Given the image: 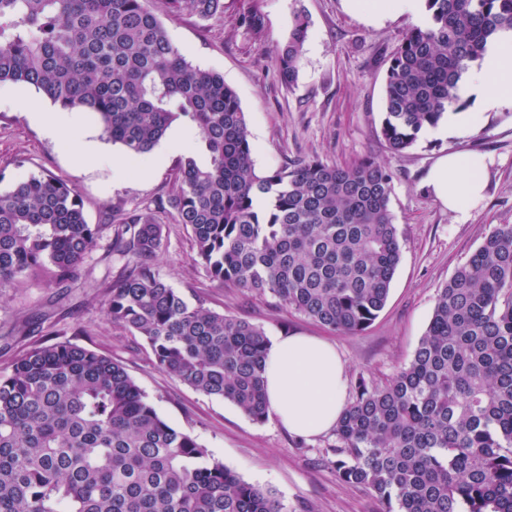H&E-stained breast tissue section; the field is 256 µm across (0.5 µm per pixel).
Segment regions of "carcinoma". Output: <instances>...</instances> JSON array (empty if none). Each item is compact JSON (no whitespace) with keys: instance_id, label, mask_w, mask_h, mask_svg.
<instances>
[{"instance_id":"obj_1","label":"carcinoma","mask_w":512,"mask_h":512,"mask_svg":"<svg viewBox=\"0 0 512 512\" xmlns=\"http://www.w3.org/2000/svg\"><path fill=\"white\" fill-rule=\"evenodd\" d=\"M163 3L200 20L224 15V0ZM425 6L429 23L402 37L386 70L380 132L394 153L465 105L470 64L512 30V0ZM307 29L294 14L276 54L285 83ZM2 84L94 114L132 159L176 121L195 128L209 163L179 160L166 203L213 281L344 334L384 309L402 252L388 169L312 158L258 174L237 92L187 60L148 0H0ZM106 229L87 222L65 181L15 183L0 192V291L33 275L43 288L77 281ZM162 247L149 214L115 226L112 250L128 264L106 288L109 316L143 338L162 372L264 422L265 329L190 305L152 266ZM335 432L337 477L373 492L382 512H512V224L485 235L440 289L409 362L381 384L358 378ZM0 512L287 510L161 417L121 364L56 343L0 375Z\"/></svg>"}]
</instances>
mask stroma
I'll return each mask as SVG.
<instances>
[{"mask_svg":"<svg viewBox=\"0 0 512 512\" xmlns=\"http://www.w3.org/2000/svg\"><path fill=\"white\" fill-rule=\"evenodd\" d=\"M258 12L261 34L241 26ZM308 18V34L294 85L282 83L275 53L292 29L295 12ZM171 41L192 64L214 70L237 92L246 114L259 173L319 158L346 166L368 156L391 172L392 209L402 239V259L385 308L365 331L344 335L282 306L272 296L249 297L217 287L193 260L189 230L156 202L170 188L178 155H146L135 172L120 173V146L104 140L92 114L83 119L104 150L94 164L76 161L41 127L9 108L6 97L34 95L33 87L0 85V191L30 175L52 174L76 188L88 223L116 224L139 210L163 226L164 249L155 258L161 277L189 304L233 314L261 325L270 340L293 332L323 337L340 355L349 382L391 379L406 364L432 317L440 288L498 224H512V108L487 113L474 131L451 139L422 133L401 153L380 134L388 59L414 27L406 15L371 21L349 0H224V15L203 21L159 11ZM492 158L484 200L465 218L450 214L427 185L436 161L448 152ZM126 259L99 246L80 280L64 288H24L0 294V373L35 344L71 342L122 364L157 412L203 445L244 480L275 490L287 512H381L365 488L342 483L333 467L334 432L302 438L276 421H251L237 406L198 393L160 371L145 341L106 315L104 293Z\"/></svg>","mask_w":512,"mask_h":512,"instance_id":"obj_1","label":"stroma"}]
</instances>
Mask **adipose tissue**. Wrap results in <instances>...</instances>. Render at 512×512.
<instances>
[{
	"instance_id": "obj_1",
	"label": "adipose tissue",
	"mask_w": 512,
	"mask_h": 512,
	"mask_svg": "<svg viewBox=\"0 0 512 512\" xmlns=\"http://www.w3.org/2000/svg\"><path fill=\"white\" fill-rule=\"evenodd\" d=\"M461 97L470 110L449 111L438 133L449 136L476 127L485 113L512 105V31L498 32L483 58L466 75ZM10 106L39 123L47 136L86 163L101 149L75 111H43L38 101L18 96ZM487 156L451 153L429 174V185L449 213L464 215L479 204L487 186ZM347 377L335 346L316 336L289 334L270 347L265 359L267 407L289 432L314 436L333 428L347 405Z\"/></svg>"
}]
</instances>
